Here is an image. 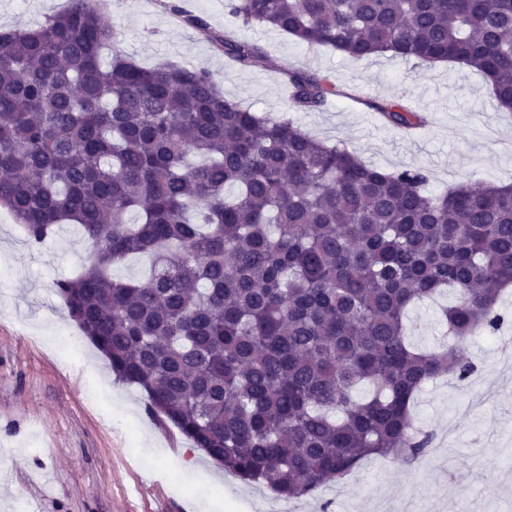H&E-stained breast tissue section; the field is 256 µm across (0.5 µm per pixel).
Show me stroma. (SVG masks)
I'll return each mask as SVG.
<instances>
[{"label":"stroma","mask_w":512,"mask_h":512,"mask_svg":"<svg viewBox=\"0 0 512 512\" xmlns=\"http://www.w3.org/2000/svg\"><path fill=\"white\" fill-rule=\"evenodd\" d=\"M67 3L0 0V29L38 25ZM108 3L103 19L118 30V49L140 65L208 70L251 111L292 119L383 169H422L434 193L512 183V112L466 66L356 60L242 24L225 14L224 0H182L213 29L259 42L279 64L242 69L178 21L169 0ZM294 68L329 74L340 96L320 110H296L282 76ZM369 99L399 101L426 123L408 137L385 127ZM88 249L75 232L35 243L20 225L0 223V512H512V367L493 337H472L475 370L458 391L440 378L418 397L416 422L435 437L428 456L410 465L369 460L302 500L260 496L156 419L145 394L116 380L82 335L56 284L79 273ZM408 322L415 347L438 344L433 304L410 308Z\"/></svg>","instance_id":"1"}]
</instances>
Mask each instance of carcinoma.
Listing matches in <instances>:
<instances>
[{"mask_svg":"<svg viewBox=\"0 0 512 512\" xmlns=\"http://www.w3.org/2000/svg\"><path fill=\"white\" fill-rule=\"evenodd\" d=\"M172 12L250 67L274 63L235 33ZM244 24L351 58L453 61L512 109V0H225ZM98 0L0 31V207L40 243L62 225L90 250L56 287L116 378L241 481L313 496L366 459L412 464L433 434L414 425L422 388L474 366L471 337L504 322L512 286V185L426 190L418 168L386 171L291 120L259 116L210 72L144 68L117 49ZM292 107L341 91L288 71ZM397 129L423 123L371 102ZM236 188L229 196L226 190ZM136 222H130V215ZM143 280H117L128 258ZM448 290L451 342L405 334L416 300Z\"/></svg>","mask_w":512,"mask_h":512,"instance_id":"1","label":"carcinoma"}]
</instances>
